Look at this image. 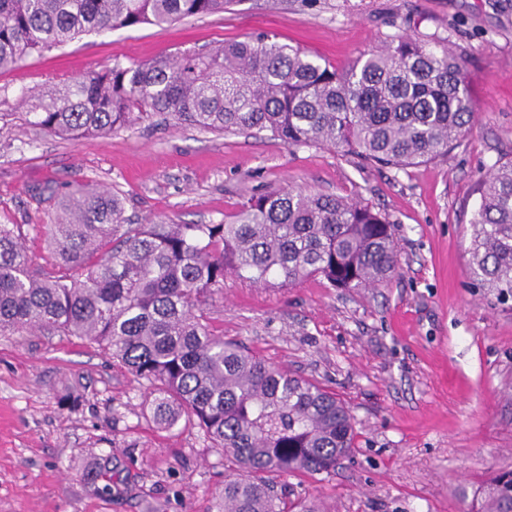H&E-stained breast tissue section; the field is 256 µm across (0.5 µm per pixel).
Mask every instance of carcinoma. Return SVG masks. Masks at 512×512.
I'll return each mask as SVG.
<instances>
[{"label": "carcinoma", "mask_w": 512, "mask_h": 512, "mask_svg": "<svg viewBox=\"0 0 512 512\" xmlns=\"http://www.w3.org/2000/svg\"><path fill=\"white\" fill-rule=\"evenodd\" d=\"M232 0H0V73L82 34L224 12ZM34 124L80 138L173 121L214 133L267 131L287 147L322 146L378 168L445 158L474 126L465 62L394 35L338 68L258 36L207 54L120 62L32 93ZM469 267L496 299L512 297V159L479 183ZM20 224H0V335L94 342L152 387L158 423L197 422L230 472L215 512H326L288 503L264 475L336 470L355 445L348 406L318 384L227 341L204 304L230 275L288 288L378 287L398 269L394 225L359 201L282 188L251 197L222 224H127L118 192L60 196L50 245L59 275L34 266ZM476 512H512V472Z\"/></svg>", "instance_id": "carcinoma-1"}]
</instances>
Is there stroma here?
<instances>
[{
    "label": "stroma",
    "instance_id": "35a3bbf8",
    "mask_svg": "<svg viewBox=\"0 0 512 512\" xmlns=\"http://www.w3.org/2000/svg\"><path fill=\"white\" fill-rule=\"evenodd\" d=\"M406 33L466 63L475 127L444 160L377 168L262 132L142 125L80 141L27 117L48 90L121 62L172 59L264 35L341 67ZM512 158V0H232L217 15L89 34L0 73V224L22 227L36 265L58 200L50 184L120 192L131 223L220 224L282 187L348 196L395 225L399 270L377 288L307 278L263 288L226 277L211 328L334 393L355 448L331 474L279 478L328 512H461L512 470V301L469 272L477 183ZM151 387L95 343L0 335V512H211L226 466L197 424L158 425Z\"/></svg>",
    "mask_w": 512,
    "mask_h": 512
}]
</instances>
